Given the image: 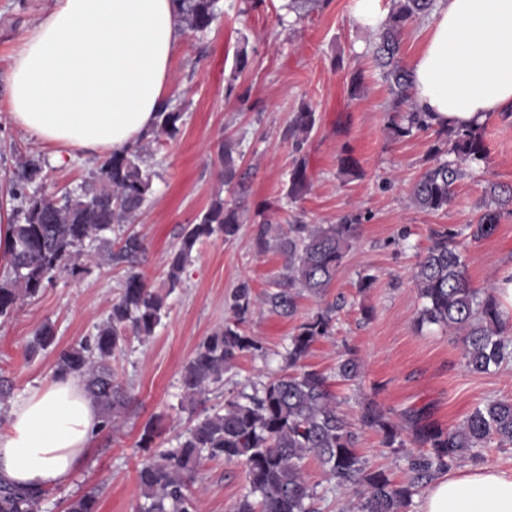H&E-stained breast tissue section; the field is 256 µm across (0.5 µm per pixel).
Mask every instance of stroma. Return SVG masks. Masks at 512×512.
<instances>
[{"label":"stroma","instance_id":"stroma-1","mask_svg":"<svg viewBox=\"0 0 512 512\" xmlns=\"http://www.w3.org/2000/svg\"><path fill=\"white\" fill-rule=\"evenodd\" d=\"M286 2L266 0L247 12L241 0H224L223 16L206 35L185 32L170 63L167 93L182 108V125L175 139L154 146L148 162L151 190L136 225L147 245L142 271L155 288H164L166 258L182 228L195 223L215 195L233 201L215 161L219 144L227 139L235 142L241 167L250 173L244 222L235 239L216 237L197 246L154 334L129 336L115 353L112 370L130 403L114 429L99 434L70 482L52 489L43 512H66L72 498L93 489L99 493V512H135L142 500L137 470L144 459L138 448L144 425L155 422L164 447L176 445L191 418L181 387L186 363L199 343L223 325L225 301L235 285L247 279L255 293H263L284 263L277 252L253 249L255 215L267 206L281 222L296 213L311 224L360 214V238L322 298H301L294 317L255 308L246 330L266 354L240 356L223 385L211 392V404H223L241 383L279 374L289 336L324 303L340 306L336 328L313 344L305 363L328 373L344 352L358 358L359 378L330 386L350 422H357L364 404L373 400L393 420L415 409L427 422L450 429L476 406L512 396L511 362L488 374L469 372L451 330L416 327L422 302L412 281L417 250L430 245L433 232L445 229L459 231L474 287H486L512 270V214H502L487 236H472L486 211V188L512 186V117L488 119L487 155L466 165L447 209L416 208L410 190L433 163L436 134L431 129L399 139L389 134L391 97L372 60L373 32L354 14L355 0H331L324 11L293 26L284 21ZM48 6L49 0H0V209L19 208L5 177L37 149L5 109L11 50ZM243 50L249 62L240 71L236 60ZM357 72L363 83L354 93L350 78ZM305 105L316 118L305 148L311 189L293 202L286 188L295 154L282 131ZM346 155L357 162L358 176L341 173L340 159ZM97 164L95 158L73 154L63 165L45 169L41 190L58 195L80 188ZM366 276L375 283L363 291L359 282ZM120 280L107 265L60 276L0 319V385L11 387L12 402L52 380L59 349L95 332L119 295ZM47 321L54 326L55 346L28 355V343ZM357 448L371 467L399 482L408 480L409 459L419 452L412 445L390 452L369 429L360 431ZM304 472L320 494L318 512H354V494L333 490L315 456L306 457ZM194 491L197 512H236L248 483L242 466L206 460Z\"/></svg>","mask_w":512,"mask_h":512}]
</instances>
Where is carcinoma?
Returning <instances> with one entry per match:
<instances>
[{
    "instance_id": "obj_1",
    "label": "carcinoma",
    "mask_w": 512,
    "mask_h": 512,
    "mask_svg": "<svg viewBox=\"0 0 512 512\" xmlns=\"http://www.w3.org/2000/svg\"><path fill=\"white\" fill-rule=\"evenodd\" d=\"M328 0H288L296 19L327 5ZM181 26L195 33L207 32L222 14L221 0H174ZM435 0H391L386 23L373 34V54L389 85L393 108L388 129L395 138L429 129L433 124L410 102L411 73L402 65L401 34L411 21L428 17ZM181 112L165 105L156 115L153 142L173 139L180 131ZM315 126V113L302 107L282 131L298 158L289 173L287 197L297 201L307 194L311 181L303 150ZM485 126H439L432 147L433 165L413 185L411 199L423 211L448 207L463 165L482 160L487 150ZM229 139L218 149L224 184L237 194L247 192V173L239 171ZM151 144L140 142L103 160L78 192L60 196L37 193L32 185L42 179L46 166L40 154H30L14 171L10 196L22 202L14 215L13 262L0 280V317L10 316L21 302L37 296L60 275L87 272L98 259L124 272L118 298L96 333L60 349L55 374L80 376L88 395L103 410L102 429L110 430L123 407L119 384L112 374V357L122 348L127 333L151 336L167 315L165 296L138 270L145 251L144 238L134 232L112 241L109 234L135 223L151 188L148 158ZM488 213L473 230L475 239L488 235L501 212L512 213V187L490 185ZM243 223V208L229 205L216 195L198 222L183 228L179 244L168 254L166 284L173 291L192 259L195 246L214 236L235 238ZM360 237L359 217L348 215L338 224H307L294 217L278 224L262 216L253 239L256 252L276 247L285 257L283 271L271 290L257 299L249 281H241L230 295L224 325L206 337L181 374V387L189 398L194 422L179 436L176 446L158 448V427L147 423L138 442L149 456L138 470L143 502L136 512H196L191 491L201 462L222 459L244 467L249 492L237 512H314L318 498L302 471L306 455L313 454L337 491L358 494V512H405L418 484L451 468L473 448L512 447V396L476 407L462 427L445 430L424 422L423 412L405 414V425L394 423L389 412L375 401L365 404L359 418L362 429L380 433L383 447L396 453L413 444L422 452L410 459L412 479L395 483L383 470L369 466L357 451L358 432L339 411L329 379L353 382L359 361L350 355L326 374L304 364L312 345L331 335L338 306L321 307L289 337L283 355L288 372L265 382L247 381L230 394L222 408H208L211 386L222 382L235 360L244 355H265L261 341L246 331L256 303L282 317L297 311L302 293L320 296L336 276L346 253ZM457 233L435 234L432 244L417 255L413 280L422 300L417 324L438 325L454 331L462 343L464 366L474 373L499 368L512 357V316L501 304L497 287L476 288L468 276ZM55 343L53 325L46 322L36 332L28 351L36 354ZM49 491L29 492L0 482V512H42ZM258 497L254 502L251 497ZM99 496L91 490L71 501L67 512H98Z\"/></svg>"
}]
</instances>
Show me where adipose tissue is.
<instances>
[{"instance_id":"adipose-tissue-1","label":"adipose tissue","mask_w":512,"mask_h":512,"mask_svg":"<svg viewBox=\"0 0 512 512\" xmlns=\"http://www.w3.org/2000/svg\"><path fill=\"white\" fill-rule=\"evenodd\" d=\"M182 43L172 0H53L14 48L10 118L38 145L121 152L151 129ZM411 71V100L433 123L474 126L512 109V0H437ZM100 425L82 379L55 376L11 407L0 479L66 485ZM422 512H512V471L448 472L426 489Z\"/></svg>"}]
</instances>
